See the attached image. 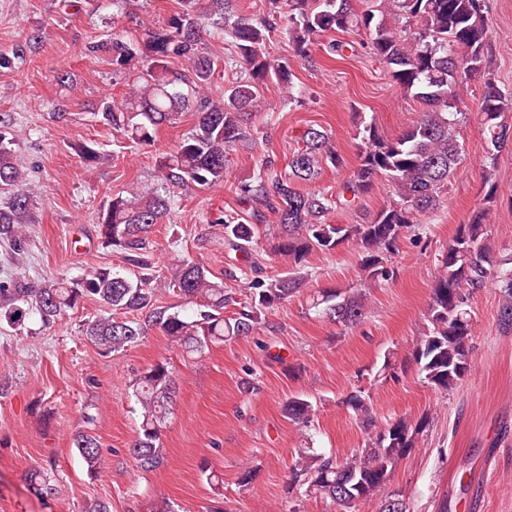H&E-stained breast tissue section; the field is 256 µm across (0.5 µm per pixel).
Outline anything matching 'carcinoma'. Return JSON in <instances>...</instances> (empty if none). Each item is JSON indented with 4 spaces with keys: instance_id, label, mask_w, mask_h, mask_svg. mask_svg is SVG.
I'll return each instance as SVG.
<instances>
[{
    "instance_id": "obj_1",
    "label": "carcinoma",
    "mask_w": 512,
    "mask_h": 512,
    "mask_svg": "<svg viewBox=\"0 0 512 512\" xmlns=\"http://www.w3.org/2000/svg\"><path fill=\"white\" fill-rule=\"evenodd\" d=\"M232 0H181L180 11L167 25L150 33L140 44L121 37L88 44L86 55H106L112 74L135 73L136 81L124 99L106 98L96 106L101 122L120 130L137 144L154 141L158 127L181 112L193 111V132L158 160L157 183L135 187L109 204L99 223L104 241L124 249L130 261L148 265L144 251L158 224L168 219L174 205L173 192L211 187L224 182L232 147L251 136L252 114L258 86L275 76L288 86L293 97L291 71L271 59L266 43L272 29L266 18L239 17L227 30L248 70V78L236 81L218 100L208 89L219 68V58L199 50L201 20L224 19ZM288 36L299 57L307 58L317 39L332 31H355L366 35L362 46L387 65L400 88L423 106L424 117L396 138L380 136L372 124L357 133L358 164L343 184L350 195L347 204L369 193L381 176L391 183L390 202L360 224H331L327 215L333 201L320 190L303 191L299 184L316 180L324 165L339 169L343 158L331 135L308 127L304 147L288 162L289 172L278 173L275 161L262 160L257 175L238 186L239 197L255 218L269 210L277 215L278 243L273 255L295 270L302 267L314 249L334 250L345 243L362 252L361 270L376 284L390 276L386 263L406 233L422 218L437 211L448 193V178L462 159L464 148L456 131L466 118L460 105L461 91L485 66L487 29L484 0H376L361 12L352 0H285ZM41 39L32 34L0 53V74L22 65L28 52ZM186 62L192 77L171 69L173 61ZM512 95L504 94L492 81L485 83L480 117L489 143L484 161L483 183L487 190L468 222L457 225L454 236L440 255L427 326L413 345V359L420 374L435 388L453 390L471 367L470 339L473 317L470 298L494 282L501 289L499 326L512 332V257L495 264L490 260L491 214L496 205L495 167L498 153L512 148ZM33 202L26 183L24 160L0 139V238L25 243L26 225L32 223ZM210 223L224 229V246L244 251L260 234V224H244L239 218L218 214ZM304 277L293 272L286 277L247 281L248 305L234 318H224L230 289L215 281L196 262L178 260L166 273L132 278L112 271L93 269L78 283L64 278L41 288H29L14 278L0 280V320L23 326L31 314L51 326L81 298L95 297L105 308L122 316H102L86 324L85 335L106 353H119L135 345L145 334V325L158 328L188 356L199 355L209 344L248 336L260 329L262 315L300 292ZM177 289L197 310L190 316L170 313L155 306L156 283ZM311 307L333 322L354 326L365 315V295L322 290L311 298ZM145 314L141 321L131 313ZM132 389L140 407L141 422L128 448L135 466L151 471L164 461L160 439L172 414L176 381L167 362L158 361L134 380ZM345 403L375 433L359 453L343 457L298 452L292 466L288 493L304 489L307 496L330 501L342 512H356L362 501L379 498V512H407L397 491L386 489L397 463L415 446L424 425L397 419L377 425L366 398L354 393ZM313 404L302 397L288 401V418L307 424ZM79 456L91 473L104 465L99 440L90 433L74 439ZM26 479L35 493L52 494L53 471L44 467L28 471Z\"/></svg>"
}]
</instances>
